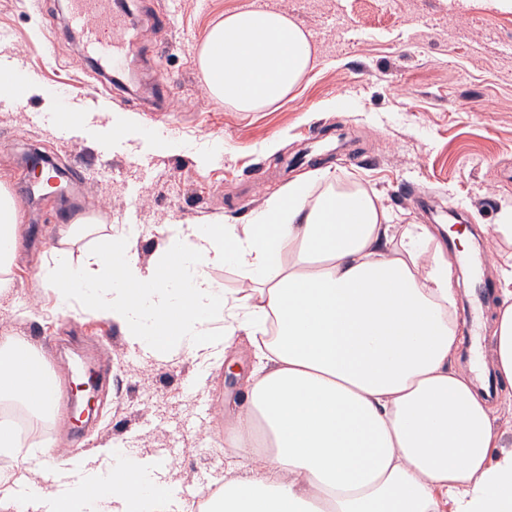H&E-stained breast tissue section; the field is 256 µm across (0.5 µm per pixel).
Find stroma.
Here are the masks:
<instances>
[{
	"mask_svg": "<svg viewBox=\"0 0 512 512\" xmlns=\"http://www.w3.org/2000/svg\"><path fill=\"white\" fill-rule=\"evenodd\" d=\"M262 2L311 33L316 62L286 100L237 112L209 97L199 55L210 27L248 0H134L126 21L137 38L109 83L69 40L68 0H0V66L24 72L40 89L21 104L0 100V185L24 228L14 286L0 295V338L26 337L64 371L98 339L109 374L92 425L75 433L65 401L59 421L31 422L28 441L49 435L73 454L122 446L168 468L181 503L255 465L224 456L219 445L258 365L256 350L237 336L223 365L206 374L185 354L145 358L101 317H58L34 271L59 225L93 217L105 231L135 226L146 261L163 225L246 224L300 176L329 171L342 185L380 193L395 223L474 228L488 288L476 292L466 273L457 277L459 359L481 369L479 390L495 398L501 388L489 341L476 339L470 321L493 319L491 291L500 265L512 260L511 246L479 232L512 208V11L495 0ZM156 72L167 86L147 83ZM67 85L70 108L89 118L78 132L52 120L51 105ZM318 130L354 146L286 167ZM32 152L75 170L64 194L30 193L24 157Z\"/></svg>",
	"mask_w": 512,
	"mask_h": 512,
	"instance_id": "stroma-1",
	"label": "stroma"
}]
</instances>
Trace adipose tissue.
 <instances>
[{
	"instance_id": "obj_1",
	"label": "adipose tissue",
	"mask_w": 512,
	"mask_h": 512,
	"mask_svg": "<svg viewBox=\"0 0 512 512\" xmlns=\"http://www.w3.org/2000/svg\"><path fill=\"white\" fill-rule=\"evenodd\" d=\"M211 97L239 112L285 99L309 73L306 30L287 12L250 7L214 25L201 55ZM325 189L311 196V180ZM73 224L60 225L35 274L63 318L93 313L121 326L131 347L165 360L184 353L210 368L236 332L259 365L247 401L224 427V452L258 464L210 494V512H512V450L500 409L512 406V263L502 269L490 336L502 384L497 404L458 365L453 264L427 224H396L379 195L336 185L329 172L289 184L249 224L166 225L141 263L131 229L101 236L73 260ZM22 242L14 198L0 187V294ZM244 286L224 292L214 268ZM45 368L20 337L0 341V403L39 420L58 410L33 398L17 358ZM24 471L65 477L53 512H174L169 472L30 446ZM112 488L90 500L85 486Z\"/></svg>"
}]
</instances>
